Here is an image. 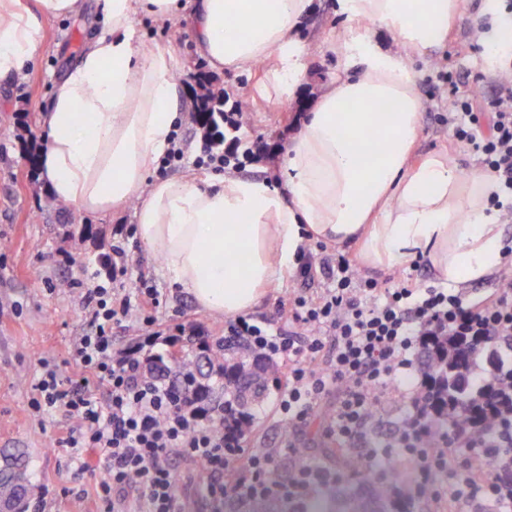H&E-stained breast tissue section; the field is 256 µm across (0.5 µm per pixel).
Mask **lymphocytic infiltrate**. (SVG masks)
<instances>
[{
	"mask_svg": "<svg viewBox=\"0 0 512 512\" xmlns=\"http://www.w3.org/2000/svg\"><path fill=\"white\" fill-rule=\"evenodd\" d=\"M448 124L496 177L500 191L490 204L502 222H511L512 202L503 199H512V79L501 81L487 105L468 96L455 99ZM503 260L499 288L475 301L410 277L382 287L360 277L348 256L319 244L302 249L296 275L307 281L320 270L327 283L312 294L298 291L280 306L283 329L274 333L266 321L244 317L225 324V335L287 366L276 403L281 425L294 428L331 402L324 434L338 453L364 461L362 470L318 465L291 440L281 449L250 447L255 417L216 416L175 393L168 379L147 372L134 354L115 351L113 325L133 315L142 326H153L158 305L157 290L144 277L136 299L111 294L110 283L130 271L120 251L104 270L74 284L91 308V331L73 349L79 380L61 377L54 362L41 360L30 406L39 414L67 408L58 443L69 449L78 471L94 460L103 467L93 492L112 512H186L169 463L175 453L206 468L202 493L213 505L227 497L279 498L291 512H305L322 492L368 475L386 486L390 512H419L423 505L446 512L458 500L473 512H512V410L494 396L480 402L474 419H466L461 405L451 417L440 416L431 382L415 359L433 336L463 334L490 343L512 336L511 244ZM410 376L417 379L414 390L401 391ZM100 388L107 390V402L96 400ZM387 394L400 397L405 408L388 443L372 448L368 441ZM284 455L293 465L282 479L274 471ZM395 461L408 469L405 482L387 476V463Z\"/></svg>",
	"mask_w": 512,
	"mask_h": 512,
	"instance_id": "f902f5d3",
	"label": "lymphocytic infiltrate"
}]
</instances>
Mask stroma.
<instances>
[{"mask_svg": "<svg viewBox=\"0 0 512 512\" xmlns=\"http://www.w3.org/2000/svg\"><path fill=\"white\" fill-rule=\"evenodd\" d=\"M100 0H81L72 17L43 20L45 40L22 77L0 79V453L21 450L34 486L47 488L45 512H100L92 489L99 472L75 474L64 448L54 438L65 410L39 416L29 406L30 386L40 375L39 361L51 359L66 378H77L71 351L76 340L90 331L85 309L70 281L83 278L96 267L100 254L123 248L132 262V273L117 282L119 295L135 296L137 275L145 273L160 294L161 305L152 327L118 326L112 346L123 350L152 341L162 349L174 327L187 323L213 336L224 333V318L203 310L179 284L164 276L162 262L139 241L133 208L117 215L89 217L53 198L28 161L23 130L38 131V108L47 104L53 89L80 56L88 39L103 30ZM312 13L303 22L310 52V66L297 96L275 103L260 98L252 75L227 70L216 72L197 55L194 33L188 22L169 25L148 15L135 25L143 46L167 48L177 60L176 79L181 90L175 123L185 153L166 171H152V179H180L199 166L202 128L197 121L189 87L203 73L224 90V111H235L240 100L250 103V121L240 132L239 153L248 161L239 175L254 177L280 165L286 144L323 87L336 74V55L326 41L330 29L343 25L337 0H312ZM476 6H469L450 30L445 44L423 56L407 60L414 74L413 88L423 103L416 151L446 152L454 157L461 176L480 170L472 146L452 136L446 118L450 108L443 71L453 72L459 95L477 92L489 98L495 93L498 72L490 70L482 56ZM278 389L269 385L264 400L253 412L258 425L249 445L280 448L284 434L275 422Z\"/></svg>", "mask_w": 512, "mask_h": 512, "instance_id": "stroma-1", "label": "stroma"}]
</instances>
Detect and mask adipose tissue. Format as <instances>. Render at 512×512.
<instances>
[{
  "label": "adipose tissue",
  "mask_w": 512,
  "mask_h": 512,
  "mask_svg": "<svg viewBox=\"0 0 512 512\" xmlns=\"http://www.w3.org/2000/svg\"><path fill=\"white\" fill-rule=\"evenodd\" d=\"M469 0H339L331 29L337 74L306 112L272 173L149 181L173 141L176 59L144 48L139 14L192 23L199 56L218 71H254L263 99L296 97L309 66L301 23L312 0H104L108 28L85 48L40 118L42 182L90 216L134 206L137 232L165 275L216 316L249 311L295 269L307 240L356 244L362 266L388 272L428 259L440 284L484 278L501 260L502 227L489 211L495 178H459L445 152L415 153L422 103L409 54L443 44ZM18 13L0 0V77L22 75L44 42V17L80 0H35ZM490 62L512 60V27L480 0ZM384 27L396 50L375 43Z\"/></svg>",
  "instance_id": "ef3b65f1"
}]
</instances>
